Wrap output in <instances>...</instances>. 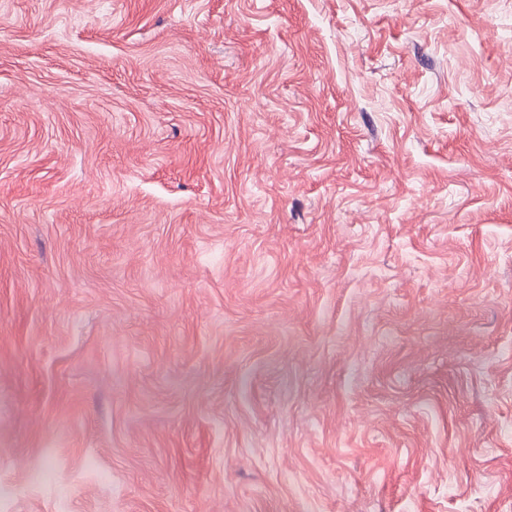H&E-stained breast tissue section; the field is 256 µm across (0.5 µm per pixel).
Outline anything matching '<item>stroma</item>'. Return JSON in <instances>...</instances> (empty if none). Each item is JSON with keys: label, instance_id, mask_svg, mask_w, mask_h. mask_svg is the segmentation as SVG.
<instances>
[{"label": "stroma", "instance_id": "35a3bbf8", "mask_svg": "<svg viewBox=\"0 0 512 512\" xmlns=\"http://www.w3.org/2000/svg\"><path fill=\"white\" fill-rule=\"evenodd\" d=\"M0 512H512V0H0Z\"/></svg>", "mask_w": 512, "mask_h": 512}]
</instances>
